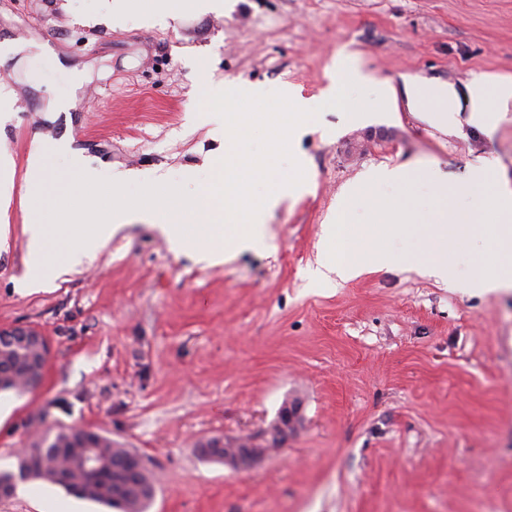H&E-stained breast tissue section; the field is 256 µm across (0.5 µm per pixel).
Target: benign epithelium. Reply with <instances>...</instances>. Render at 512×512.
Masks as SVG:
<instances>
[{
  "label": "benign epithelium",
  "instance_id": "7a95c632",
  "mask_svg": "<svg viewBox=\"0 0 512 512\" xmlns=\"http://www.w3.org/2000/svg\"><path fill=\"white\" fill-rule=\"evenodd\" d=\"M0 351H17L24 354L30 374L34 378L43 375L49 347L46 337L34 327L25 326L12 330H0ZM300 419V406L297 403L281 407L277 421L261 435V442L226 441L222 437H213L200 444V451L208 454L216 449L224 450V462L237 469L250 466L265 456L268 449L276 448L288 441L296 430Z\"/></svg>",
  "mask_w": 512,
  "mask_h": 512
}]
</instances>
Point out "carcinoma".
<instances>
[{
	"instance_id": "carcinoma-1",
	"label": "carcinoma",
	"mask_w": 512,
	"mask_h": 512,
	"mask_svg": "<svg viewBox=\"0 0 512 512\" xmlns=\"http://www.w3.org/2000/svg\"><path fill=\"white\" fill-rule=\"evenodd\" d=\"M5 383L13 390L36 385L30 380L25 360L16 357L3 363ZM94 443L99 454L109 459L106 474L94 475L81 464L85 440ZM41 480L59 486L77 498L117 509L119 512H147L155 496L153 471L130 449L100 433L83 429L46 433L17 457L14 471H1L0 481L16 489L17 482Z\"/></svg>"
}]
</instances>
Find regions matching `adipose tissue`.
Segmentation results:
<instances>
[{
	"mask_svg": "<svg viewBox=\"0 0 512 512\" xmlns=\"http://www.w3.org/2000/svg\"><path fill=\"white\" fill-rule=\"evenodd\" d=\"M224 11L225 0H98L97 10L82 22L121 28L135 18L165 28L187 16ZM403 84L407 110L444 133L456 132L464 124L489 133L512 112L511 77L482 73L461 88L418 76L405 77Z\"/></svg>",
	"mask_w": 512,
	"mask_h": 512,
	"instance_id": "obj_1",
	"label": "adipose tissue"
}]
</instances>
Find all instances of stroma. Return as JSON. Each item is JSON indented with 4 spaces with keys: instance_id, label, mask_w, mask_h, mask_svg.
<instances>
[{
    "instance_id": "35a3bbf8",
    "label": "stroma",
    "mask_w": 512,
    "mask_h": 512,
    "mask_svg": "<svg viewBox=\"0 0 512 512\" xmlns=\"http://www.w3.org/2000/svg\"><path fill=\"white\" fill-rule=\"evenodd\" d=\"M94 0H0V154L11 161L8 249L0 250V329L48 339L41 383L5 392L0 470L46 431L101 433L150 459L149 512H512V291L482 293L422 276L420 230L403 261L316 287L323 223L348 183L383 167L438 166L463 180L492 156L512 179V120L493 135L440 132L407 109L358 123L325 109L298 145L309 192L268 221V246L207 266L128 224L68 275L26 294L22 226L35 211L28 157L71 176L65 138L100 177L137 172L199 192L218 146L199 121L208 90L329 85L337 51L372 76L463 84L512 77V0H237L176 29L86 27ZM75 98L70 111L51 101ZM301 416L288 444L247 469L203 459L199 440L257 438L284 403ZM105 507L18 483L0 512Z\"/></svg>"
}]
</instances>
